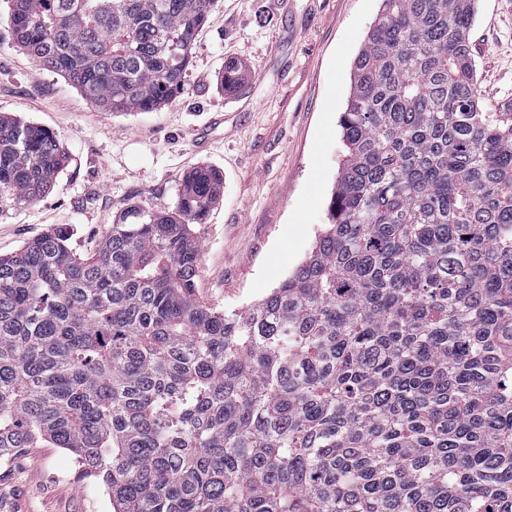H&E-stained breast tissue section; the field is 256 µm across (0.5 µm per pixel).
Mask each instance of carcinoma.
<instances>
[{"mask_svg":"<svg viewBox=\"0 0 512 512\" xmlns=\"http://www.w3.org/2000/svg\"><path fill=\"white\" fill-rule=\"evenodd\" d=\"M475 2L383 0L328 228L251 307L195 296L192 225L224 193L206 165L91 254L60 232L0 254V460L63 448L115 512H512V104L479 100ZM215 3L11 0L8 21L95 107L146 112L184 90ZM65 161L0 114V205Z\"/></svg>","mask_w":512,"mask_h":512,"instance_id":"obj_1","label":"carcinoma"}]
</instances>
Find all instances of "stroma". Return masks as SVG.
Listing matches in <instances>:
<instances>
[{
    "mask_svg": "<svg viewBox=\"0 0 512 512\" xmlns=\"http://www.w3.org/2000/svg\"><path fill=\"white\" fill-rule=\"evenodd\" d=\"M382 0H218L197 36L185 90L150 112L95 108L14 44L0 0V113L48 129L67 157L54 187L0 209V253L48 231L93 252L133 204L174 210L184 172L218 169L224 195L195 225V294L224 313L270 293L312 252L344 151L338 117ZM482 104L512 102V0H477L470 32ZM245 68L220 87L226 60ZM0 512H113L61 448L0 462Z\"/></svg>",
    "mask_w": 512,
    "mask_h": 512,
    "instance_id": "35a3bbf8",
    "label": "stroma"
}]
</instances>
